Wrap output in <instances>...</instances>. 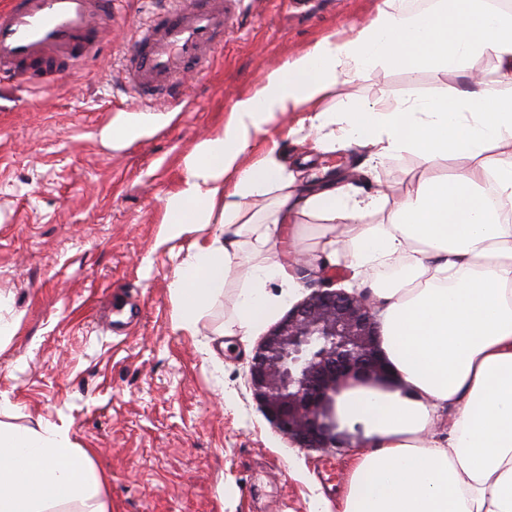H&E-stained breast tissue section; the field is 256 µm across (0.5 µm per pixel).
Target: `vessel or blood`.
<instances>
[{
  "instance_id": "vessel-or-blood-1",
  "label": "vessel or blood",
  "mask_w": 512,
  "mask_h": 512,
  "mask_svg": "<svg viewBox=\"0 0 512 512\" xmlns=\"http://www.w3.org/2000/svg\"><path fill=\"white\" fill-rule=\"evenodd\" d=\"M229 0H168L137 29L123 58L127 87L142 102L182 105L186 73L224 44ZM112 26V0H10L0 9V79L51 81L99 51Z\"/></svg>"
}]
</instances>
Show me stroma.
<instances>
[{"instance_id": "obj_1", "label": "stroma", "mask_w": 512, "mask_h": 512, "mask_svg": "<svg viewBox=\"0 0 512 512\" xmlns=\"http://www.w3.org/2000/svg\"><path fill=\"white\" fill-rule=\"evenodd\" d=\"M378 0H237L224 49L190 78V102L151 109L121 89V61L146 0H114L109 43L46 86L0 83V295L13 336L0 343V422L68 428L107 479L112 512H310L317 495L340 508L348 450L297 448L249 388L263 334L232 337L224 370L201 339L174 332L169 288L191 236L159 243L163 200L185 157L218 131L234 101L267 70L326 36L368 23ZM452 75L379 67L338 83L323 108L353 100L427 97ZM292 112L255 141H278L308 172L324 166L398 203L432 170L402 153L371 171L365 149L321 152L289 137ZM127 128L119 146L108 128Z\"/></svg>"}]
</instances>
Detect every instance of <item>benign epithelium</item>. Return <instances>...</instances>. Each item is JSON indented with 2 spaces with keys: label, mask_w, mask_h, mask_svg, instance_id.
<instances>
[{
  "label": "benign epithelium",
  "mask_w": 512,
  "mask_h": 512,
  "mask_svg": "<svg viewBox=\"0 0 512 512\" xmlns=\"http://www.w3.org/2000/svg\"><path fill=\"white\" fill-rule=\"evenodd\" d=\"M331 283L323 278L265 336L249 370L253 398L300 448L336 447L333 400L348 378L387 375L369 298Z\"/></svg>",
  "instance_id": "benign-epithelium-1"
}]
</instances>
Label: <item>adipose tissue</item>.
<instances>
[{
  "instance_id": "ef3b65f1",
  "label": "adipose tissue",
  "mask_w": 512,
  "mask_h": 512,
  "mask_svg": "<svg viewBox=\"0 0 512 512\" xmlns=\"http://www.w3.org/2000/svg\"><path fill=\"white\" fill-rule=\"evenodd\" d=\"M492 53L497 77L451 85L426 99L322 109L329 91L378 64L447 74ZM308 115V135L369 149L374 165L402 152L434 170L400 202L363 196L329 175L299 181L277 147L246 162L280 116ZM506 157L489 163L490 147ZM340 223L315 256L345 251L351 268L388 269L369 296L388 362L378 382L348 381L335 398L339 429L353 432L343 512H512V12L489 0H379L374 18L343 41L325 37L238 98L223 127L184 161L163 204L160 242L193 234L174 267L175 330L197 336L226 289L232 315L201 350L215 369L227 336L253 335L292 301L303 278L266 258L281 225L307 217ZM278 291H270V283ZM105 481L64 427L0 423V512H111Z\"/></svg>"
}]
</instances>
